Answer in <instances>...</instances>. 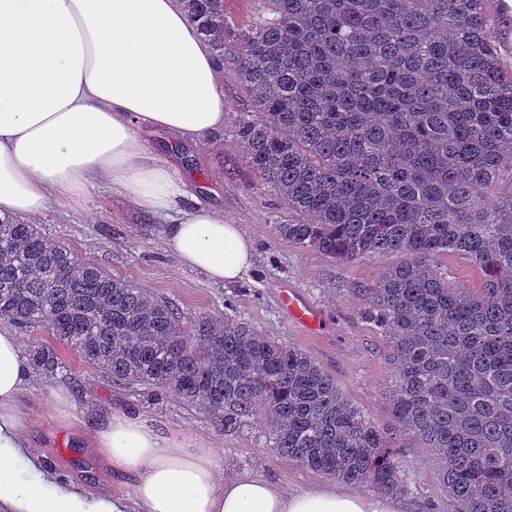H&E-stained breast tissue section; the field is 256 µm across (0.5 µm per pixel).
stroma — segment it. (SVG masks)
I'll list each match as a JSON object with an SVG mask.
<instances>
[{"label":"stroma","instance_id":"1","mask_svg":"<svg viewBox=\"0 0 512 512\" xmlns=\"http://www.w3.org/2000/svg\"><path fill=\"white\" fill-rule=\"evenodd\" d=\"M224 10L228 20L224 40L229 44L265 17L261 0H224ZM223 78L227 119L221 133L206 142L173 148L160 132H146L142 138L149 150L172 159L178 168L189 169L199 201L222 209L225 221L239 225L251 241L252 264L241 280L218 284L183 266L167 247L164 222L133 209L106 183L89 190L84 208L72 211L51 204L37 224L46 236L68 244L79 258L134 280L187 315L218 314L225 300H232L237 316L305 351L376 424L392 427L386 340L363 319L355 295L356 289L378 280L388 260L371 254L342 264L276 238L274 226L288 221V211L243 163L236 144V120L240 113L252 111L253 102L232 71H225ZM285 283L325 313L320 330L308 331L287 320L279 296ZM62 358L66 364L62 376L53 382L33 377L21 398L25 436L33 455L91 492L125 499L133 494L131 479L112 471L91 446L95 421L112 409L141 415L167 432L201 438L229 469L272 480L284 491L329 484L327 478L282 460L266 428L219 430L201 410L185 408L170 398L152 403L144 393L113 386L72 353L63 352ZM400 461L420 495L397 499L398 512H422L427 497L435 500L438 512H451L426 450L401 449Z\"/></svg>","mask_w":512,"mask_h":512}]
</instances>
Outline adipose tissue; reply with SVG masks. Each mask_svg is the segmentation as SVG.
<instances>
[{
    "instance_id": "ef3b65f1",
    "label": "adipose tissue",
    "mask_w": 512,
    "mask_h": 512,
    "mask_svg": "<svg viewBox=\"0 0 512 512\" xmlns=\"http://www.w3.org/2000/svg\"><path fill=\"white\" fill-rule=\"evenodd\" d=\"M225 119L222 72L180 0H0V218L83 205L105 182L165 221L184 266L214 283L240 280L250 241L222 210L189 206L188 179L138 136L198 142ZM30 377L16 334L0 327V512H127L123 500L59 479L30 455L19 409ZM95 440L132 478L141 512H396L384 496L291 494L220 475L203 442L123 410L99 421Z\"/></svg>"
}]
</instances>
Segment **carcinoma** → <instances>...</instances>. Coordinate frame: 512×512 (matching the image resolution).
Wrapping results in <instances>:
<instances>
[{"label": "carcinoma", "instance_id": "obj_1", "mask_svg": "<svg viewBox=\"0 0 512 512\" xmlns=\"http://www.w3.org/2000/svg\"><path fill=\"white\" fill-rule=\"evenodd\" d=\"M268 18L224 44V0L190 21L255 106L245 164L292 219L277 237L344 264L390 259L359 288L386 339L395 427L377 426L305 351L230 312L188 316L36 224L0 220V321L123 389L270 428L289 463L384 496L417 495L397 437L431 456L453 512H512V66L489 0H262ZM508 187H503V176ZM453 253L479 272L448 280Z\"/></svg>", "mask_w": 512, "mask_h": 512}]
</instances>
